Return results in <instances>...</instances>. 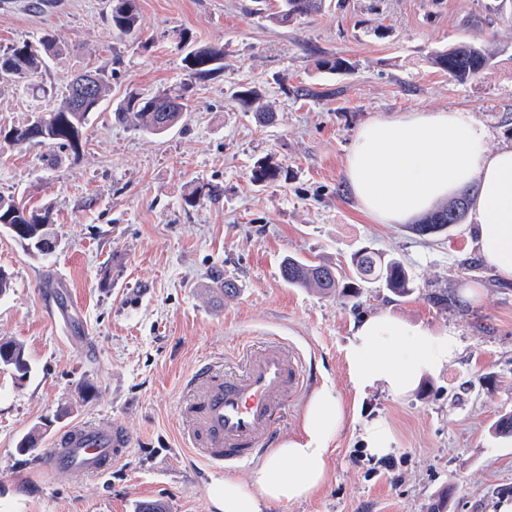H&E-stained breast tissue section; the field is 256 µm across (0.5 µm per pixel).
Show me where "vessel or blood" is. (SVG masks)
I'll return each mask as SVG.
<instances>
[{"mask_svg": "<svg viewBox=\"0 0 512 512\" xmlns=\"http://www.w3.org/2000/svg\"><path fill=\"white\" fill-rule=\"evenodd\" d=\"M304 379L302 362L279 341L246 352L241 371L201 367L185 406L186 447L215 471L250 463L274 438L289 395ZM130 445L119 429L83 422L66 431L46 466H70L101 478L110 464L125 457Z\"/></svg>", "mask_w": 512, "mask_h": 512, "instance_id": "vessel-or-blood-1", "label": "vessel or blood"}]
</instances>
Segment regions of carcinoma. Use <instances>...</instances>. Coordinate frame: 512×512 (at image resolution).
Returning <instances> with one entry per match:
<instances>
[{"label": "carcinoma", "instance_id": "cac0c4a2", "mask_svg": "<svg viewBox=\"0 0 512 512\" xmlns=\"http://www.w3.org/2000/svg\"><path fill=\"white\" fill-rule=\"evenodd\" d=\"M326 0H278L276 11L269 14L271 21L286 24L294 17L320 13L325 7ZM108 18L112 30L119 34H132L137 29L139 7L137 0H109ZM178 50L184 52L182 58L185 79L180 85L166 93L148 95L141 92H129L126 97L112 109L116 121L136 129L151 132L156 135L166 133L160 121V109L168 105L172 115L183 116L192 108L194 99L191 92L196 85L214 78L223 67L224 49L211 45L189 47L188 37L184 32H177ZM60 47L56 37L42 33L33 41L23 40L0 50V70L7 66L12 70L10 81L22 84L30 76L48 67V61L58 53ZM493 54L484 46L466 43L436 51L429 57V63L438 70L448 74V77L464 82L478 77L491 65ZM97 75L95 97L90 99L85 108L77 111L70 106L71 82L90 73ZM84 70L64 81L62 88L54 85L42 86L43 95L60 97L56 108L41 117L42 123L33 120L24 126L10 129L11 140L23 145L30 142L42 143L52 148L68 149L76 154L83 147V132L88 115L99 109L109 91L110 78L101 68L94 71ZM233 101L243 111L253 112L256 117L271 123L274 113L264 108L261 95L254 87H242L233 93ZM282 167L267 158L257 160L251 168L250 180L255 184H272L279 181ZM223 195L220 189L211 184L193 186L185 201L192 205L204 198L216 202ZM470 194L464 193L456 200L429 216L423 223L413 225V230L423 235L426 228L433 224L442 228L450 224H460L464 221L469 207ZM0 224H14L21 227L27 241L32 245L29 254L48 255L56 247V239L52 230L49 211L29 208L26 203L13 196L0 195ZM355 274L359 280L367 282H382L384 287L396 295H406L413 288L403 264L396 259L383 260L381 255L364 251L358 253L353 260ZM281 273L283 279L293 287L315 288L324 294H331L337 289H345L348 284L343 282L341 273L334 267L323 264H311L299 258L289 256L282 261ZM8 347L10 356H0V369L11 371L20 379L26 378L31 372V364L23 343L12 339H0V348Z\"/></svg>", "mask_w": 512, "mask_h": 512}]
</instances>
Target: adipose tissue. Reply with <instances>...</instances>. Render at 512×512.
<instances>
[{
  "label": "adipose tissue",
  "mask_w": 512,
  "mask_h": 512,
  "mask_svg": "<svg viewBox=\"0 0 512 512\" xmlns=\"http://www.w3.org/2000/svg\"><path fill=\"white\" fill-rule=\"evenodd\" d=\"M345 177L362 210L380 224H408L475 185L472 200L479 254L512 283V148L485 147V133L459 111L409 112L374 119L359 128L347 155ZM453 333L374 314L353 330L345 349L357 393L382 389L410 394L457 355ZM349 418L332 390L314 392L297 437L265 453L253 484L225 475L216 491L220 512H267L310 498L325 484L332 446Z\"/></svg>",
  "instance_id": "adipose-tissue-1"
}]
</instances>
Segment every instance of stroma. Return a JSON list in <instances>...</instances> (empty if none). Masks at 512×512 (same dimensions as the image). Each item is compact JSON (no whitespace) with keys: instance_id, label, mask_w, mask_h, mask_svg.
I'll use <instances>...</instances> for the list:
<instances>
[{"instance_id":"35a3bbf8","label":"stroma","mask_w":512,"mask_h":512,"mask_svg":"<svg viewBox=\"0 0 512 512\" xmlns=\"http://www.w3.org/2000/svg\"><path fill=\"white\" fill-rule=\"evenodd\" d=\"M490 2L327 0L322 14L282 26L256 0H139L138 29L120 36L107 0H0V49L45 31L62 44L34 87L121 60L81 153L53 162L8 132L54 98L0 86V194L47 208L57 237L52 254L33 257L0 231V270L11 280L0 296V338L21 341L31 363L21 382L0 369V512H135L143 501L217 512L212 493L223 474L180 439L187 381L208 363L237 367L245 347L268 339L307 368L278 440L299 434L323 386L357 416L336 440L320 491L269 512H429L440 499L446 512H502L512 504V437L494 432L512 414V285L481 259L473 218L429 236L374 223L344 174L357 130L406 112L463 111L489 150L512 147V0L495 12ZM178 30L223 48V70L195 88L193 107L167 133L115 122L127 92L182 80ZM460 43L495 54L464 83L429 62ZM325 54L350 69L317 70ZM244 84L260 90L274 124L232 101ZM300 86L312 96L296 97ZM265 157L287 168V179L252 183L250 169ZM198 182L221 187L220 203L187 206ZM362 251L401 261L413 292L359 281L355 295L327 296L281 276L289 256L349 274ZM435 291L451 304H433ZM380 312L453 331L458 356L409 396L375 389L356 397L344 347L356 322ZM372 416L395 435L385 464L361 456L359 421ZM83 421L123 429L127 456L104 478L45 471L54 442ZM32 430L37 448L19 453Z\"/></svg>"}]
</instances>
